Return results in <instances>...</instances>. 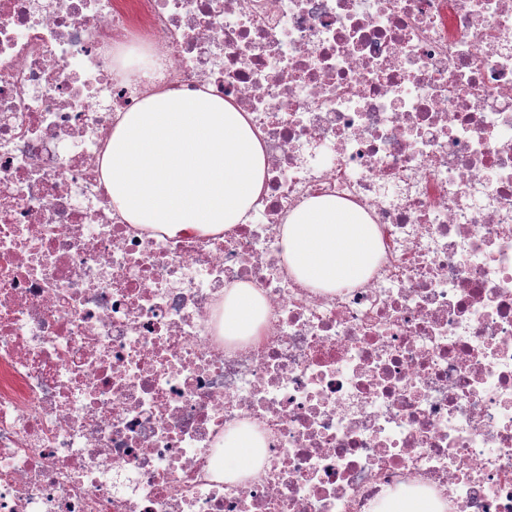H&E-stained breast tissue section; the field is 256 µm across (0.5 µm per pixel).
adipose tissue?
I'll list each match as a JSON object with an SVG mask.
<instances>
[{"instance_id": "obj_1", "label": "adipose tissue", "mask_w": 512, "mask_h": 512, "mask_svg": "<svg viewBox=\"0 0 512 512\" xmlns=\"http://www.w3.org/2000/svg\"><path fill=\"white\" fill-rule=\"evenodd\" d=\"M112 200L132 224L171 234L213 233L251 219L262 193L265 154L246 117L223 96L165 91L127 112L112 134L102 163ZM283 256L312 288L362 280L377 248L373 227L346 202L313 198L284 226ZM263 300L251 285L224 299V333L256 335ZM261 441L244 424L224 436V473L253 466Z\"/></svg>"}]
</instances>
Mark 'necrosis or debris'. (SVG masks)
<instances>
[{
    "mask_svg": "<svg viewBox=\"0 0 512 512\" xmlns=\"http://www.w3.org/2000/svg\"><path fill=\"white\" fill-rule=\"evenodd\" d=\"M213 89L264 148L217 233L128 223L125 112ZM380 234L363 282L282 254L315 197ZM264 298L224 336V295ZM264 451L224 477V435ZM512 512V0H0V512ZM263 300L251 285L241 283L224 299V336H255L263 321ZM444 505L424 496H399L394 498L387 512H443Z\"/></svg>",
    "mask_w": 512,
    "mask_h": 512,
    "instance_id": "necrosis-or-debris-1",
    "label": "necrosis or debris"
}]
</instances>
